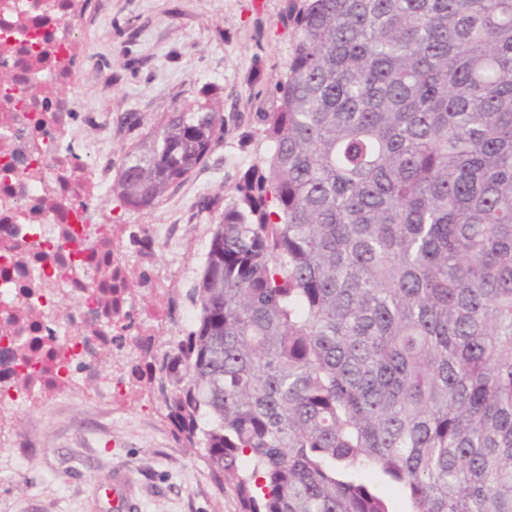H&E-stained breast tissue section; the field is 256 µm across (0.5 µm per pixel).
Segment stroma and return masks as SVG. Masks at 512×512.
Segmentation results:
<instances>
[{"instance_id":"stroma-1","label":"stroma","mask_w":512,"mask_h":512,"mask_svg":"<svg viewBox=\"0 0 512 512\" xmlns=\"http://www.w3.org/2000/svg\"><path fill=\"white\" fill-rule=\"evenodd\" d=\"M85 35L87 63L78 76L77 140H98L92 116L134 112L137 130L113 127V172L142 134L215 88L224 137L206 162L152 206H122L115 192L99 202L116 224H173L180 256L158 251L154 268L200 272L215 212L201 198L234 202L243 174L266 151L250 113L264 106L281 79L293 30L281 21L284 0H105ZM122 485L129 512H241L231 484L216 477L204 451L179 440L167 412L145 385H130L123 402L93 399L90 389L31 412L0 409V512H113L106 492Z\"/></svg>"}]
</instances>
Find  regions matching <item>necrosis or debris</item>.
I'll return each instance as SVG.
<instances>
[{"instance_id": "obj_1", "label": "necrosis or debris", "mask_w": 512, "mask_h": 512, "mask_svg": "<svg viewBox=\"0 0 512 512\" xmlns=\"http://www.w3.org/2000/svg\"><path fill=\"white\" fill-rule=\"evenodd\" d=\"M92 20V0H0V407L18 411L71 394L79 373L95 380V398L119 402L126 383L97 360L120 326L115 294L130 266L180 250L171 225L122 226L89 207L107 184L73 136L79 32ZM61 296L73 300L64 317ZM121 312L137 325L134 349L148 321L178 328L192 317L130 299Z\"/></svg>"}]
</instances>
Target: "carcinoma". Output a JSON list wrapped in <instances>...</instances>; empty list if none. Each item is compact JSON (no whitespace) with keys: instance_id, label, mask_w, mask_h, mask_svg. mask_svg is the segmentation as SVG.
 <instances>
[{"instance_id":"1","label":"carcinoma","mask_w":512,"mask_h":512,"mask_svg":"<svg viewBox=\"0 0 512 512\" xmlns=\"http://www.w3.org/2000/svg\"><path fill=\"white\" fill-rule=\"evenodd\" d=\"M267 152L147 382L242 512H512V0H285ZM204 101L124 161L149 207L224 137Z\"/></svg>"}]
</instances>
